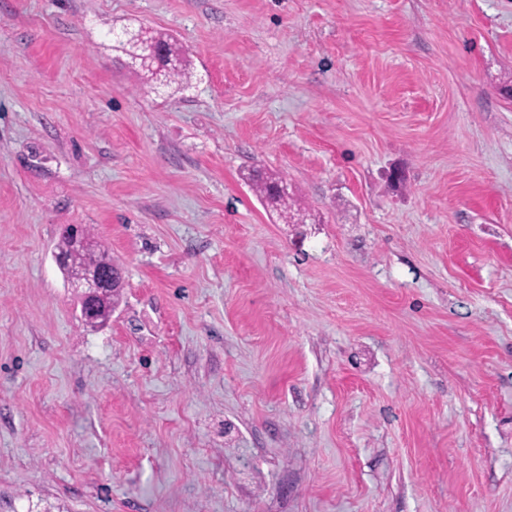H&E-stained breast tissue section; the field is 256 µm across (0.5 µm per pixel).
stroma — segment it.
<instances>
[{
  "instance_id": "35a3bbf8",
  "label": "stroma",
  "mask_w": 512,
  "mask_h": 512,
  "mask_svg": "<svg viewBox=\"0 0 512 512\" xmlns=\"http://www.w3.org/2000/svg\"><path fill=\"white\" fill-rule=\"evenodd\" d=\"M511 85L512 0H0V512H512ZM141 35L142 38L140 39L127 40H123L121 36H117L116 43L118 47L122 48L123 51L129 53L134 58H140L150 44H160L163 47L165 64H167V66L162 71L158 70L156 65L146 66L140 64L141 70L146 73L149 82H154L161 73H163L169 82L175 80V77L185 76L187 68L186 65L183 64V52L176 42H171V39L168 37L164 38L162 35H155L143 30H141ZM245 179L257 193H261L267 207L279 212L287 223L295 218L297 213L292 212V205L288 202V191L281 190V187L287 184L282 177L254 166L248 170ZM58 253L65 256L67 260L66 271L69 277H78L84 272L85 253L76 248L68 235V227L62 233V237L56 246ZM70 288L76 296L80 305L82 317L89 312L86 301L94 294L104 292L112 286V280L107 274L101 271L94 257L87 260L86 272L77 280L69 282Z\"/></svg>"
}]
</instances>
